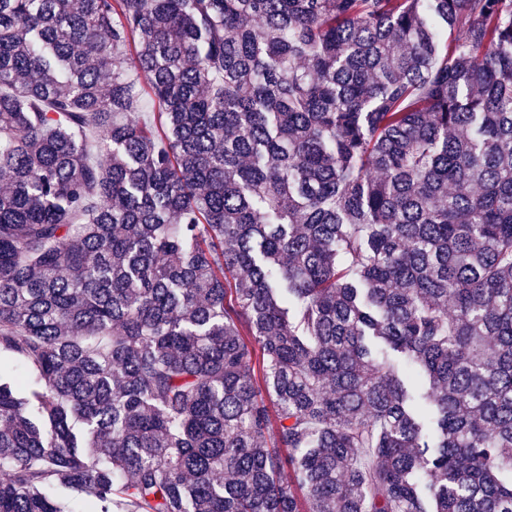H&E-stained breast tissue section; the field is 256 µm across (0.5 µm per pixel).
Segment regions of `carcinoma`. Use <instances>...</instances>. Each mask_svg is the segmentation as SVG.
<instances>
[{
  "mask_svg": "<svg viewBox=\"0 0 512 512\" xmlns=\"http://www.w3.org/2000/svg\"><path fill=\"white\" fill-rule=\"evenodd\" d=\"M2 353L0 512H512V0H0Z\"/></svg>",
  "mask_w": 512,
  "mask_h": 512,
  "instance_id": "cac0c4a2",
  "label": "carcinoma"
}]
</instances>
